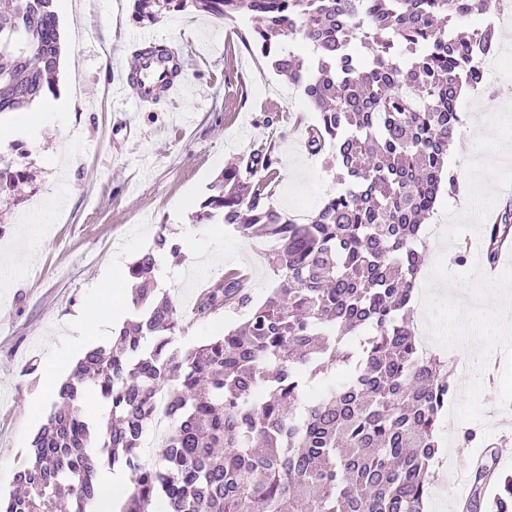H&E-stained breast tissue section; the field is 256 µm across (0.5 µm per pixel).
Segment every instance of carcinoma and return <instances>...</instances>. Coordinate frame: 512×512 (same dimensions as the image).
<instances>
[{
	"mask_svg": "<svg viewBox=\"0 0 512 512\" xmlns=\"http://www.w3.org/2000/svg\"><path fill=\"white\" fill-rule=\"evenodd\" d=\"M52 0H12L0 11V115L28 108L52 80L60 30ZM134 21L192 6L218 19L251 16L241 41L268 59L318 112L312 156L339 169L341 188L298 221L271 203L276 143L239 156L209 186L194 220L269 238L278 277L255 304L237 271L200 295L194 314L246 310L245 322L196 349L175 347L178 317L154 288L157 252L181 246L160 227L129 265L132 319L117 345L86 353L17 471L19 492L0 512H88L104 468L129 473L117 512H423L448 399V359L421 350L410 319L422 224L456 175L445 160L462 118L461 88L484 87L482 59L496 42L473 14L508 0H132ZM305 41L308 56L289 48ZM37 49L42 62H22ZM512 235V206L486 226L485 265ZM342 364L340 387L313 383ZM110 406L91 423L86 388ZM174 426L166 465L141 456L157 395ZM498 492L485 512H512V476L484 468Z\"/></svg>",
	"mask_w": 512,
	"mask_h": 512,
	"instance_id": "cac0c4a2",
	"label": "carcinoma"
}]
</instances>
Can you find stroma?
<instances>
[{
  "mask_svg": "<svg viewBox=\"0 0 512 512\" xmlns=\"http://www.w3.org/2000/svg\"><path fill=\"white\" fill-rule=\"evenodd\" d=\"M65 8L59 25L68 52L52 93L41 100L38 137L14 134L0 144V162L27 174L15 192L0 196L1 497L13 491L29 440L52 411L45 359L51 350L76 345L67 318L90 296L109 261L130 263L153 247L161 227L193 249L198 261L190 269L159 255L156 282L180 317L177 346L197 347L223 336L245 313L195 318L200 289L190 287L189 273L207 289L228 270L245 273L257 303L276 284L265 258L270 239L192 220L225 165L275 140L280 165L272 202L287 215L314 212L338 188L335 170L304 146L317 112L238 39L248 19H216L188 7L147 26L134 21L131 0H67ZM147 31L163 36L185 60L187 81L176 99L142 104L121 85L122 72L134 64V41ZM491 56L498 64L485 75L487 91L458 101L463 125L447 165L459 192L439 197L433 223H447V211L466 210L465 165L476 155V138L487 132L488 115L512 102V27L498 31ZM274 114L279 123L267 125ZM476 351L471 342L444 352L456 366L448 408L457 419L443 422L439 432L446 454L431 467L427 512H464L459 487L473 482L476 461L512 475V408L498 406L506 359L494 352L480 373ZM468 430L477 434L470 443L463 439Z\"/></svg>",
  "mask_w": 512,
  "mask_h": 512,
  "instance_id": "obj_1",
  "label": "stroma"
}]
</instances>
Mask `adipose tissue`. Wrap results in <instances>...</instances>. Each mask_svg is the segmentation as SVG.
I'll list each match as a JSON object with an SVG mask.
<instances>
[{"label": "adipose tissue", "instance_id": "1", "mask_svg": "<svg viewBox=\"0 0 512 512\" xmlns=\"http://www.w3.org/2000/svg\"><path fill=\"white\" fill-rule=\"evenodd\" d=\"M131 303L121 278L120 264H110L104 271L93 295L82 305L71 323L76 328L81 345L95 343L103 327L130 311Z\"/></svg>", "mask_w": 512, "mask_h": 512}]
</instances>
